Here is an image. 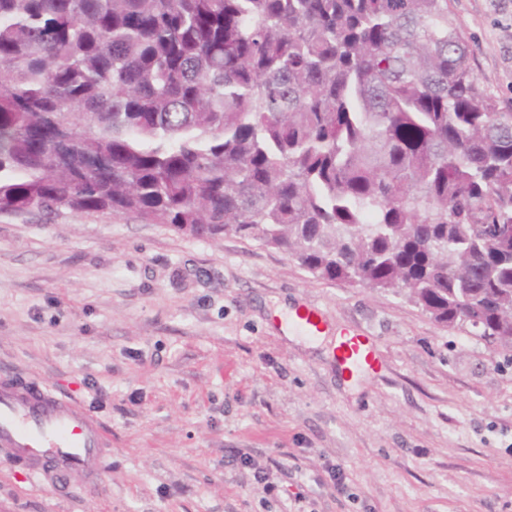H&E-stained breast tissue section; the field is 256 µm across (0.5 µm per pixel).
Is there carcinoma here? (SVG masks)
<instances>
[{
    "mask_svg": "<svg viewBox=\"0 0 512 512\" xmlns=\"http://www.w3.org/2000/svg\"><path fill=\"white\" fill-rule=\"evenodd\" d=\"M62 209L512 336V112L448 0H0V215Z\"/></svg>",
    "mask_w": 512,
    "mask_h": 512,
    "instance_id": "cac0c4a2",
    "label": "carcinoma"
}]
</instances>
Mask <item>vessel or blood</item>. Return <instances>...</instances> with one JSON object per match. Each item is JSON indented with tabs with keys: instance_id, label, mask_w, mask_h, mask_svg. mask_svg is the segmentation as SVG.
I'll list each match as a JSON object with an SVG mask.
<instances>
[{
	"instance_id": "1",
	"label": "vessel or blood",
	"mask_w": 512,
	"mask_h": 512,
	"mask_svg": "<svg viewBox=\"0 0 512 512\" xmlns=\"http://www.w3.org/2000/svg\"><path fill=\"white\" fill-rule=\"evenodd\" d=\"M373 358L370 342L341 345L343 369L360 370ZM108 437L101 421L71 396L19 376H0V452L23 464L35 481L64 484L75 473L95 483L104 470Z\"/></svg>"
}]
</instances>
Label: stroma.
I'll return each instance as SVG.
<instances>
[{
    "instance_id": "stroma-1",
    "label": "stroma",
    "mask_w": 512,
    "mask_h": 512,
    "mask_svg": "<svg viewBox=\"0 0 512 512\" xmlns=\"http://www.w3.org/2000/svg\"><path fill=\"white\" fill-rule=\"evenodd\" d=\"M448 10L480 86L512 112V0ZM303 305L324 316L320 344L280 326ZM351 329L378 359L348 380L334 349ZM4 370L74 397L109 446L97 485L61 491L0 456V512H512V348L251 239L0 215Z\"/></svg>"
}]
</instances>
